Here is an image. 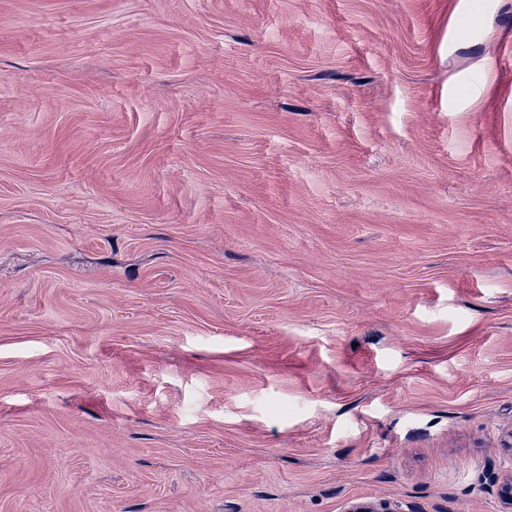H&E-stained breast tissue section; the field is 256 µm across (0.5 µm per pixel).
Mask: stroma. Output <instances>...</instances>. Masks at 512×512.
<instances>
[{
  "instance_id": "obj_1",
  "label": "stroma",
  "mask_w": 512,
  "mask_h": 512,
  "mask_svg": "<svg viewBox=\"0 0 512 512\" xmlns=\"http://www.w3.org/2000/svg\"><path fill=\"white\" fill-rule=\"evenodd\" d=\"M512 0H0V512H502Z\"/></svg>"
}]
</instances>
